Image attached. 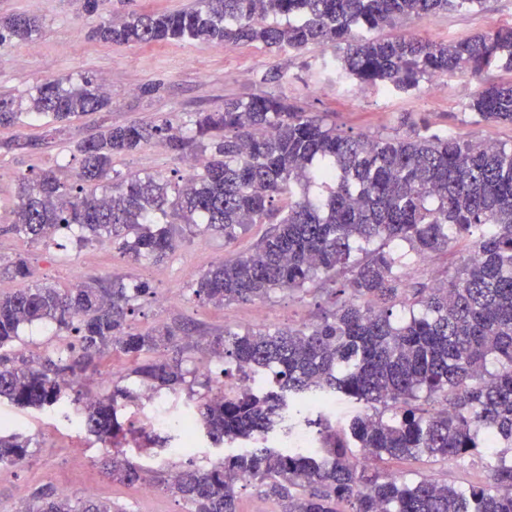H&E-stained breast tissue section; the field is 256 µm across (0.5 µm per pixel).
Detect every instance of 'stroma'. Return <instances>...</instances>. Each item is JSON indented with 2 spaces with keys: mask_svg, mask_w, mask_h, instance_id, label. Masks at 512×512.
<instances>
[{
  "mask_svg": "<svg viewBox=\"0 0 512 512\" xmlns=\"http://www.w3.org/2000/svg\"><path fill=\"white\" fill-rule=\"evenodd\" d=\"M35 15L43 22L41 32L31 42L0 51V98H19L44 80L61 74L92 76L104 81L108 107L76 117L51 135L40 120H25L13 127L0 128V141L19 139L26 146L0 150V265L25 257L37 271L40 281L60 289L72 287L76 279L149 283L153 293L142 298L132 323L145 331L157 325L178 324L191 329L192 346L182 353L188 371L186 381L175 391L162 390L158 396L171 414L193 411L207 393L201 363L211 362L214 370L222 361L210 360L202 345L209 336L222 331L295 327L320 322L335 309L336 287L327 285L305 293L278 290L269 298L232 302L217 307L196 297L193 288L212 263L239 253L250 252L268 232L265 224H255L232 243L223 235L194 233L185 236L163 261L133 263L109 240L77 242L60 237L58 244L45 246L30 242L11 229L19 203V174L57 169L63 181L74 182L79 163L70 154L71 146L87 138L99 127L150 124L164 116L190 120L197 112L223 110L229 99H246L264 92L287 97L308 112L325 113L342 129L369 135L405 134L411 127L429 125L442 128L463 139L480 137L512 142V125L476 123L469 103L477 83L468 74L445 78L436 90L427 82L415 89L397 90L381 84L356 81L343 84L331 75L330 49L310 46L302 50L264 49L254 45L225 48L183 42L150 46H117L93 38V25L82 10L81 0H0V16ZM512 25V0H485L471 11H451L418 24L421 37L456 42L488 29ZM155 85L153 94H142L145 85ZM184 157L164 145L151 143L115 157L113 168L121 174H158L177 191L184 179ZM79 266L81 274L72 277L70 269ZM178 293L183 303L167 304L169 294ZM74 338L55 328H24L17 342L19 353L27 357L64 353ZM133 392L123 415L127 430L122 448L127 459L154 469L166 468L167 453L145 448V434L154 432L153 406L142 395L143 387L120 358L88 370L78 390L96 397L113 386ZM71 403L52 411H38L0 401V421L9 422L12 431L30 439L27 458L22 464L0 473V512H17L19 496H30L45 484L67 486L72 499L92 494L114 503L123 512H189L188 505L165 486L153 484L151 496L139 487L112 483L101 472L106 455L103 445L81 430L71 414ZM487 458L448 461L420 457L391 462V471L409 478L426 477L449 486L484 483L488 476Z\"/></svg>",
  "mask_w": 512,
  "mask_h": 512,
  "instance_id": "obj_1",
  "label": "stroma"
}]
</instances>
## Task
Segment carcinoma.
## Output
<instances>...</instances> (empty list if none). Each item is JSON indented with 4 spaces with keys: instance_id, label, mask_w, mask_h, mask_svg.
Masks as SVG:
<instances>
[{
    "instance_id": "cac0c4a2",
    "label": "carcinoma",
    "mask_w": 512,
    "mask_h": 512,
    "mask_svg": "<svg viewBox=\"0 0 512 512\" xmlns=\"http://www.w3.org/2000/svg\"><path fill=\"white\" fill-rule=\"evenodd\" d=\"M105 0H84L96 17L92 36L116 45L168 41L220 47L309 45L332 48L339 79L410 90L423 80L468 73L478 79L470 108L483 122L512 124V82L491 67L512 69V27L491 28L453 43L395 35L408 20L471 10L483 0H195L167 14L114 18ZM41 21L0 17V49L28 41ZM356 30L374 33L357 36ZM97 79L59 75L26 99H0V127L22 116L65 123L108 106ZM157 140L173 153L204 159L175 196L154 174L121 175L112 160ZM76 183L52 170L18 177L20 202L11 230L45 245L70 234L109 238L134 263L159 260L186 230L203 228L230 243L253 224H270L254 249L211 265L193 289L216 306L303 291L326 282L345 299L317 324L226 331L209 339L211 357L267 371L262 393L224 385L197 405L217 447L251 442L207 469L149 473L116 450L124 401L107 395L71 399L81 427L115 452L102 461L112 482L136 485L147 475L190 512H238L236 488L257 481L285 512H512V143L460 139L445 131L351 135L319 113L275 94L224 102L184 124L166 116L152 125H115L77 142ZM432 258L446 276L405 288L407 271ZM5 271L28 281L25 258ZM148 285L80 282L61 290L32 283L0 294V400L24 408L58 404L89 367L118 353L153 390L185 382L183 360L143 361L162 344L188 339L183 327L136 329L132 302ZM48 323L74 333L66 357L37 361L9 353L21 330ZM338 396L363 406L341 419L319 403ZM281 426L288 449L266 444ZM0 424V467L21 464L29 439ZM297 430L314 447L293 446ZM496 441L490 480L456 488L386 473V459L460 460ZM23 512H119L93 496L74 501L52 485L36 489Z\"/></svg>"
}]
</instances>
